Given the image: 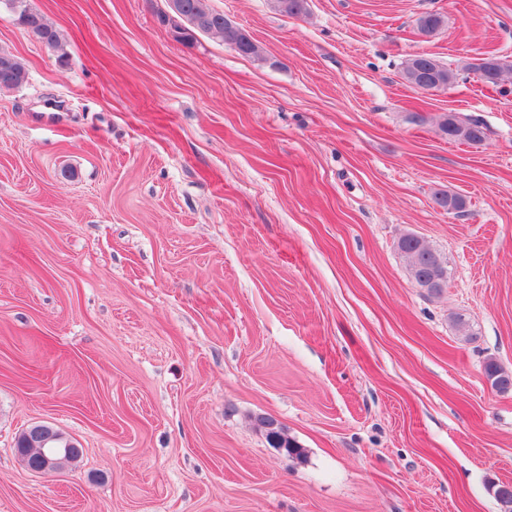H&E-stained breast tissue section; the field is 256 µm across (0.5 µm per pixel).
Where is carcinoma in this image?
Returning <instances> with one entry per match:
<instances>
[{
    "instance_id": "carcinoma-1",
    "label": "carcinoma",
    "mask_w": 512,
    "mask_h": 512,
    "mask_svg": "<svg viewBox=\"0 0 512 512\" xmlns=\"http://www.w3.org/2000/svg\"><path fill=\"white\" fill-rule=\"evenodd\" d=\"M13 10H18V23L39 41L48 47L59 46L60 33L46 23L44 17L25 6L23 0H0ZM275 10L290 16H300L307 11V0H275ZM180 17L188 24L183 30L181 40L189 41L193 33L203 32L220 37L243 56H253L258 48L250 34L235 25L224 22V15L207 7L205 0H178ZM445 25V17L440 13H427L417 20L419 31L425 35L435 33ZM472 71L480 75L487 83L498 84L504 72L512 70L511 65L499 59L488 57L468 62L462 69H453L441 63L430 54H416L407 59L403 66L404 79L414 81L422 90H439L454 84L460 71ZM29 71L18 56L0 51V91H9L27 83ZM440 131L453 141L479 144L485 140V127L477 116H469L460 121V125H448V116L439 121ZM434 203L446 209L460 211L465 200L446 190H437L433 194ZM398 250L407 261L410 277L421 288L430 293H439L448 284V261L425 245L413 234L403 235L397 242ZM484 375L491 387L499 393L512 392V373L505 371L495 360L490 359L484 365Z\"/></svg>"
}]
</instances>
